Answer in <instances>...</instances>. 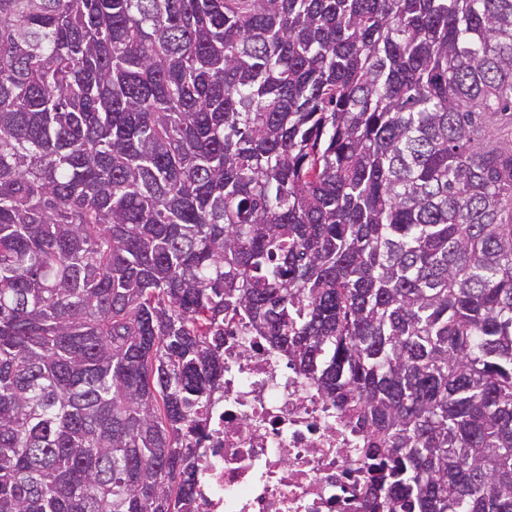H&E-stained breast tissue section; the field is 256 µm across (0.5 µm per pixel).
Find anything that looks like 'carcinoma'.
Here are the masks:
<instances>
[{
	"label": "carcinoma",
	"mask_w": 512,
	"mask_h": 512,
	"mask_svg": "<svg viewBox=\"0 0 512 512\" xmlns=\"http://www.w3.org/2000/svg\"><path fill=\"white\" fill-rule=\"evenodd\" d=\"M239 324L512 512V0H0V512H202Z\"/></svg>",
	"instance_id": "cac0c4a2"
}]
</instances>
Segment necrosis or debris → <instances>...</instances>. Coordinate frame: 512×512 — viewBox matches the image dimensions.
Here are the masks:
<instances>
[{
	"instance_id": "obj_1",
	"label": "necrosis or debris",
	"mask_w": 512,
	"mask_h": 512,
	"mask_svg": "<svg viewBox=\"0 0 512 512\" xmlns=\"http://www.w3.org/2000/svg\"><path fill=\"white\" fill-rule=\"evenodd\" d=\"M199 451L204 512H365L359 441L316 384L244 327L224 346V399Z\"/></svg>"
}]
</instances>
